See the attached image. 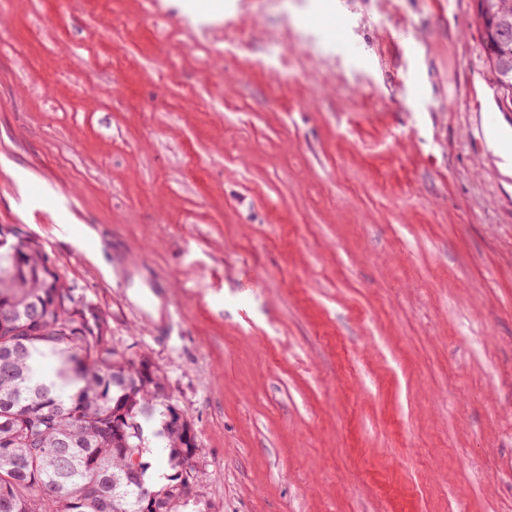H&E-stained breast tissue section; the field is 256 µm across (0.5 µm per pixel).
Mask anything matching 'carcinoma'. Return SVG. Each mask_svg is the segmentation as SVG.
<instances>
[{
    "mask_svg": "<svg viewBox=\"0 0 512 512\" xmlns=\"http://www.w3.org/2000/svg\"><path fill=\"white\" fill-rule=\"evenodd\" d=\"M489 71L501 96L512 79ZM34 239L0 246V512H183L202 481L187 414L147 355L112 345L108 322L46 268ZM170 473L128 482L149 437Z\"/></svg>",
    "mask_w": 512,
    "mask_h": 512,
    "instance_id": "carcinoma-1",
    "label": "carcinoma"
}]
</instances>
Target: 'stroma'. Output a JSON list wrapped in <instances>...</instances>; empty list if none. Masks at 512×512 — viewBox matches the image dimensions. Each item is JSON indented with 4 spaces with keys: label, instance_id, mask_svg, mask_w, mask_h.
<instances>
[{
    "label": "stroma",
    "instance_id": "stroma-1",
    "mask_svg": "<svg viewBox=\"0 0 512 512\" xmlns=\"http://www.w3.org/2000/svg\"><path fill=\"white\" fill-rule=\"evenodd\" d=\"M0 0V226L201 448L190 512H512V175L473 0Z\"/></svg>",
    "mask_w": 512,
    "mask_h": 512
}]
</instances>
